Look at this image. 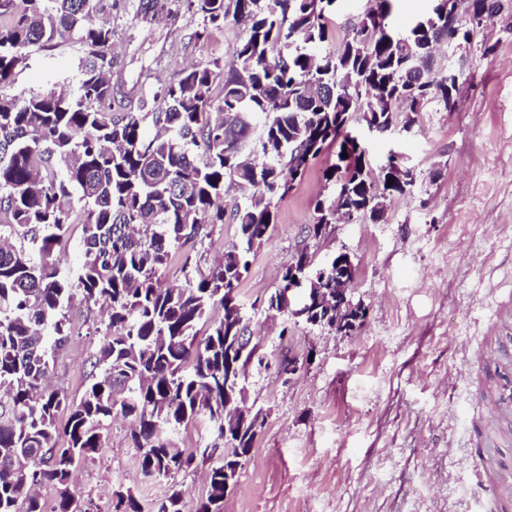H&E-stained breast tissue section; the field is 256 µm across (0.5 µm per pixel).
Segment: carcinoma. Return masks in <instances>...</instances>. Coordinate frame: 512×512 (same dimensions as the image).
<instances>
[{"label":"carcinoma","mask_w":512,"mask_h":512,"mask_svg":"<svg viewBox=\"0 0 512 512\" xmlns=\"http://www.w3.org/2000/svg\"><path fill=\"white\" fill-rule=\"evenodd\" d=\"M335 2H142L137 14L145 17L176 3L200 16L198 40L230 18L247 37L229 60L185 67L136 108L115 112L106 16L117 0H0V512H44L46 486L56 492L54 512H88L75 466L104 447L118 418L132 424L148 479H173L220 455L194 512H224V470L236 480L259 430L247 406V367L263 362L257 348L246 351L235 363L238 385L224 390L225 337L250 330L236 290L268 239L275 200L335 146L337 162L324 171L333 193L314 202L309 234L319 237L340 212L383 219L387 200L414 185L413 169L391 156L374 173L351 125L385 135L400 116L409 133L428 103L449 109L435 54L476 32L454 15L453 0H431L405 33L393 34L391 0H372L338 42L326 15ZM460 2L476 20L495 13L493 0ZM66 44L79 45L81 56L77 73L61 79L65 88L4 91L20 64ZM227 216L238 241L206 269L186 265L182 281L162 285L172 253ZM76 222L82 261L73 279L56 248ZM304 285L329 296L336 258L309 271ZM77 298L102 316L95 373L75 399L52 385L51 373L70 342ZM218 306L223 318L200 333ZM197 423L210 439L186 452L171 432ZM184 510L174 482L158 512ZM106 512L143 510L119 486Z\"/></svg>","instance_id":"carcinoma-1"}]
</instances>
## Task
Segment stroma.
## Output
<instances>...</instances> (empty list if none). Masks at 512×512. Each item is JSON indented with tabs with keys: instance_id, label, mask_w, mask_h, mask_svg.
<instances>
[{
	"instance_id": "35a3bbf8",
	"label": "stroma",
	"mask_w": 512,
	"mask_h": 512,
	"mask_svg": "<svg viewBox=\"0 0 512 512\" xmlns=\"http://www.w3.org/2000/svg\"><path fill=\"white\" fill-rule=\"evenodd\" d=\"M139 4L126 0L112 14V82L126 107L185 65L230 58L244 35L230 22L199 41L200 18L164 11L145 22ZM77 57L72 46L33 55L14 91L50 87ZM437 67L459 77L453 111L430 105L412 136L365 142L372 168L396 155L416 176L384 220L362 215L307 236L332 149L276 204L270 238L238 287L270 363L246 382L265 423L224 512H474L472 488L494 472L475 451L472 421L512 372L485 364L499 340L512 339V0H501L466 51L440 52ZM302 249L317 267L350 254L353 295L369 307L351 335L268 318L264 301ZM98 315L80 302L69 311L74 337L52 381L74 398L90 382L98 339L87 328ZM288 356L301 368L286 381L276 365ZM127 435V422L115 420L76 482L94 504L121 484L156 512L169 482L143 478Z\"/></svg>"
}]
</instances>
